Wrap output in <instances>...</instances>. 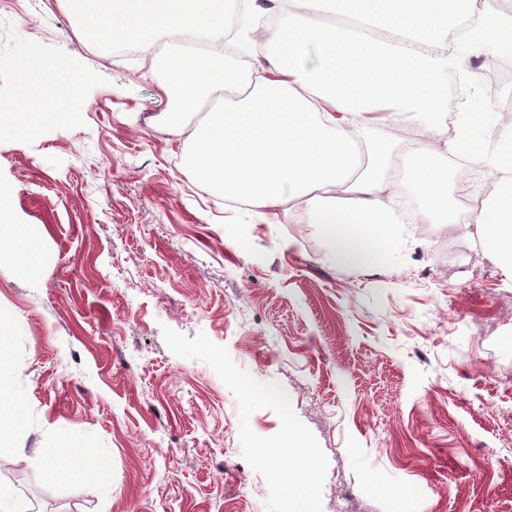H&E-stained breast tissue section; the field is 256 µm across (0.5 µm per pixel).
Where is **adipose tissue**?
<instances>
[{
  "label": "adipose tissue",
  "mask_w": 512,
  "mask_h": 512,
  "mask_svg": "<svg viewBox=\"0 0 512 512\" xmlns=\"http://www.w3.org/2000/svg\"><path fill=\"white\" fill-rule=\"evenodd\" d=\"M101 45L188 36L165 58L163 90L174 100L155 123L188 146L201 183L225 201L261 209L291 199L315 224L342 234L333 255L361 261L363 243L387 248L393 227L410 213L391 190L388 147L372 146L362 164L360 138L376 121L403 122L423 134L412 149L405 182L428 224H471L482 251L512 273V127L498 125L486 98L448 97L449 81L466 80L474 63L495 52L512 56V14L494 0H270L279 23L260 50L278 78L256 72L236 99L190 113L233 76L214 51L224 42L225 0H65ZM22 105L0 103V128L56 119L58 102L76 100L79 79L65 59L24 52ZM201 111V110H200ZM464 157L497 188L479 208L452 207L448 158ZM11 350L0 341V442L22 417L11 387Z\"/></svg>",
  "instance_id": "ef3b65f1"
}]
</instances>
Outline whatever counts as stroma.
Wrapping results in <instances>:
<instances>
[{
	"label": "stroma",
	"mask_w": 512,
	"mask_h": 512,
	"mask_svg": "<svg viewBox=\"0 0 512 512\" xmlns=\"http://www.w3.org/2000/svg\"><path fill=\"white\" fill-rule=\"evenodd\" d=\"M82 106L0 131V255L24 400L0 485L41 512H512V278L474 228L398 224L358 266L296 202L225 204L152 120L168 41L99 45L63 0H0V101L26 48ZM81 477L46 481L42 449ZM105 469L107 481L97 477Z\"/></svg>",
	"instance_id": "obj_1"
}]
</instances>
